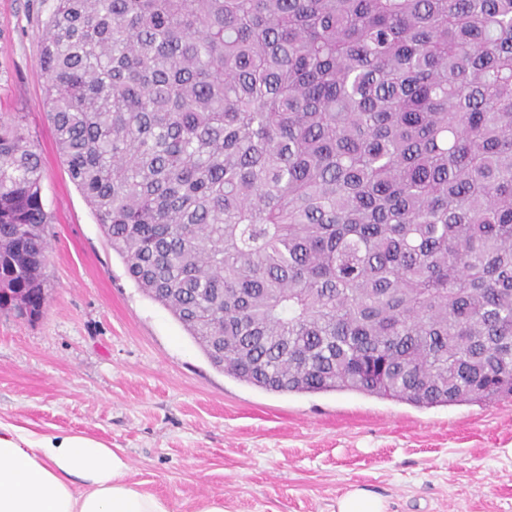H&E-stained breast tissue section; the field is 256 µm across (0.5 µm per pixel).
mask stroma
Instances as JSON below:
<instances>
[{"label": "stroma", "instance_id": "obj_1", "mask_svg": "<svg viewBox=\"0 0 512 512\" xmlns=\"http://www.w3.org/2000/svg\"><path fill=\"white\" fill-rule=\"evenodd\" d=\"M56 0H0V114L21 121L51 215L48 296L0 310V419L123 449L130 477L193 512H336L352 487L388 512H512V399L417 408L356 392L278 394L214 369L129 278L57 151L41 34Z\"/></svg>", "mask_w": 512, "mask_h": 512}]
</instances>
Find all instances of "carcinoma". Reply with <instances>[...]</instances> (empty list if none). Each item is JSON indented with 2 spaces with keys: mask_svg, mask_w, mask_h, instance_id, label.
Returning a JSON list of instances; mask_svg holds the SVG:
<instances>
[{
  "mask_svg": "<svg viewBox=\"0 0 512 512\" xmlns=\"http://www.w3.org/2000/svg\"><path fill=\"white\" fill-rule=\"evenodd\" d=\"M57 150L129 277L271 393L512 397V0H57ZM0 119V309L45 301Z\"/></svg>",
  "mask_w": 512,
  "mask_h": 512,
  "instance_id": "obj_1",
  "label": "carcinoma"
}]
</instances>
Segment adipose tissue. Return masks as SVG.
<instances>
[{
  "mask_svg": "<svg viewBox=\"0 0 512 512\" xmlns=\"http://www.w3.org/2000/svg\"><path fill=\"white\" fill-rule=\"evenodd\" d=\"M123 449L0 420V512H173L138 488Z\"/></svg>",
  "mask_w": 512,
  "mask_h": 512,
  "instance_id": "obj_1",
  "label": "adipose tissue"
}]
</instances>
